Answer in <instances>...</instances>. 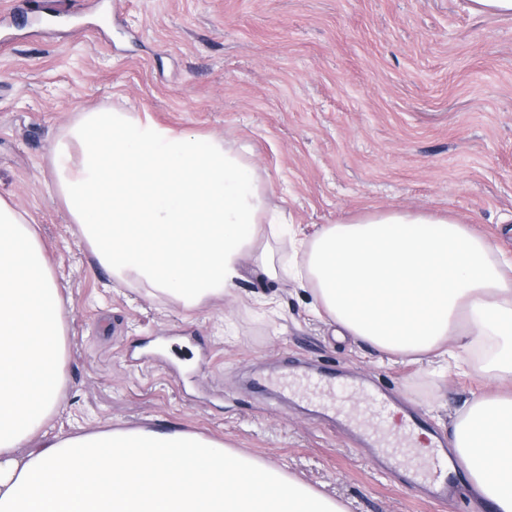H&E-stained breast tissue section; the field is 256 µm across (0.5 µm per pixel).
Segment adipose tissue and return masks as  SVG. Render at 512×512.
<instances>
[{"label":"adipose tissue","mask_w":512,"mask_h":512,"mask_svg":"<svg viewBox=\"0 0 512 512\" xmlns=\"http://www.w3.org/2000/svg\"><path fill=\"white\" fill-rule=\"evenodd\" d=\"M50 192L117 282L197 308L252 262L308 288L312 310L377 350L434 352L512 384V260L449 215L365 212L284 234L271 189L218 137L89 109L55 138ZM64 299L30 213L0 198V512H345L258 457L198 432L49 435L64 386ZM451 445L512 512V395L472 400Z\"/></svg>","instance_id":"ef3b65f1"}]
</instances>
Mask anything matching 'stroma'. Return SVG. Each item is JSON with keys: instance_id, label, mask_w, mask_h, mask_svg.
I'll use <instances>...</instances> for the list:
<instances>
[{"instance_id": "35a3bbf8", "label": "stroma", "mask_w": 512, "mask_h": 512, "mask_svg": "<svg viewBox=\"0 0 512 512\" xmlns=\"http://www.w3.org/2000/svg\"><path fill=\"white\" fill-rule=\"evenodd\" d=\"M0 20V196L28 210L66 302V381L51 425L184 429L283 469L347 512H487L433 501L374 461L451 456L475 365L379 352L245 266L197 309L124 287L49 196L50 149L81 108L114 107L241 149L294 229L374 210L454 215L512 258V16L469 0H15ZM396 416L384 423L375 399Z\"/></svg>"}]
</instances>
